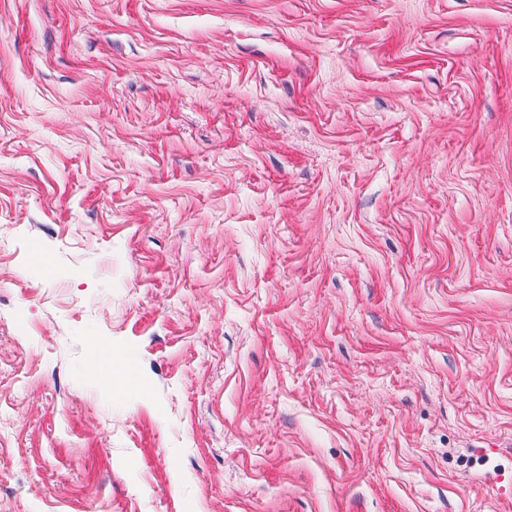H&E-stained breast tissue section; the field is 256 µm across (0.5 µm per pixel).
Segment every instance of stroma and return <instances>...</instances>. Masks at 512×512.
<instances>
[{
    "instance_id": "35a3bbf8",
    "label": "stroma",
    "mask_w": 512,
    "mask_h": 512,
    "mask_svg": "<svg viewBox=\"0 0 512 512\" xmlns=\"http://www.w3.org/2000/svg\"><path fill=\"white\" fill-rule=\"evenodd\" d=\"M0 512H512V0H0Z\"/></svg>"
}]
</instances>
